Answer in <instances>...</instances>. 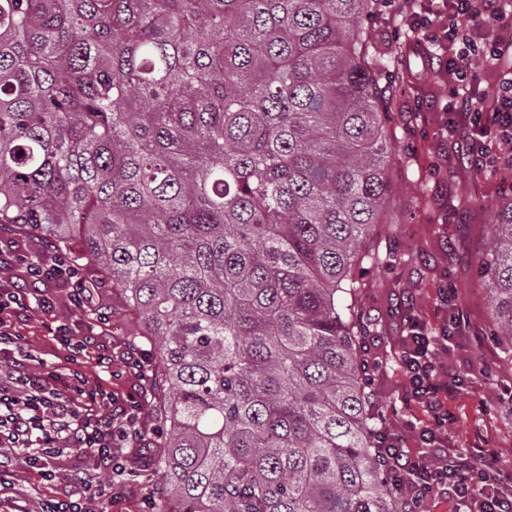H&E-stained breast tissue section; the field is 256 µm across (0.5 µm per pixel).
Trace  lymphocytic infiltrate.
<instances>
[{
	"mask_svg": "<svg viewBox=\"0 0 512 512\" xmlns=\"http://www.w3.org/2000/svg\"><path fill=\"white\" fill-rule=\"evenodd\" d=\"M448 20L436 25L415 18L421 43L448 58L452 88L448 102V142L465 147L478 170L512 167V45L497 41L493 30L512 17V0H448ZM468 18L470 27L459 26ZM498 74L492 103L474 99L478 75L472 59ZM61 284L70 309L92 314L84 327L64 321L48 327L60 351L49 366L28 351L18 331L33 313L54 311L57 302L34 285ZM102 286L59 248L34 251L0 248V512H27L12 489L16 458L37 480L40 512H111L132 476L124 449L140 439L138 404L118 401L111 391L89 385L79 367L94 360L111 372L109 356L92 355L108 317ZM401 367L409 380V398L427 419L422 435L435 437L448 424V400L454 390L438 378L436 355L448 342L447 330L429 332L410 322ZM381 458L391 485L401 490L404 512H419L435 495L462 502L463 512H512V474L478 468L474 457L456 448H435L433 457L406 451L399 435L382 436ZM92 466H85V459Z\"/></svg>",
	"mask_w": 512,
	"mask_h": 512,
	"instance_id": "f902f5d3",
	"label": "lymphocytic infiltrate"
}]
</instances>
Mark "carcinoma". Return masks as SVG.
I'll list each match as a JSON object with an SVG mask.
<instances>
[{
	"instance_id": "carcinoma-1",
	"label": "carcinoma",
	"mask_w": 512,
	"mask_h": 512,
	"mask_svg": "<svg viewBox=\"0 0 512 512\" xmlns=\"http://www.w3.org/2000/svg\"><path fill=\"white\" fill-rule=\"evenodd\" d=\"M379 0H0V225L155 346L158 512H400L357 245L393 185ZM476 272L512 338V195Z\"/></svg>"
}]
</instances>
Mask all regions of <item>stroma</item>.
I'll return each instance as SVG.
<instances>
[{"label": "stroma", "mask_w": 512, "mask_h": 512, "mask_svg": "<svg viewBox=\"0 0 512 512\" xmlns=\"http://www.w3.org/2000/svg\"><path fill=\"white\" fill-rule=\"evenodd\" d=\"M407 0H395L370 21L373 40L393 55L395 82L388 96L392 141L391 177L394 191L385 203L388 223L376 225L357 248L363 263L357 268V288L351 298L369 326L363 339L371 367L374 425L400 434L404 448L421 454L426 446L413 428L422 410L407 399V380L399 359L405 348L407 322L415 318L436 331L447 325L448 308L462 321L439 354L442 378L457 388L448 401V425L441 437L451 448H492L512 460V340L489 335L490 293L475 275L473 258L489 245L496 206L512 187V168L491 173L471 170L441 135L448 118V71L422 52L409 30ZM48 293L58 307L22 326L29 348L45 362H56L59 351L45 337L51 320L80 322L83 314L64 304V289L50 284ZM109 314L107 339L112 350L111 373L93 364L83 371L122 397L140 398L138 426L144 440L125 449L135 476L112 512H152L158 485L154 390L149 381L153 350L142 342L140 328L125 311L120 295L105 289ZM138 352L141 367H133L129 352Z\"/></svg>", "instance_id": "35a3bbf8"}]
</instances>
